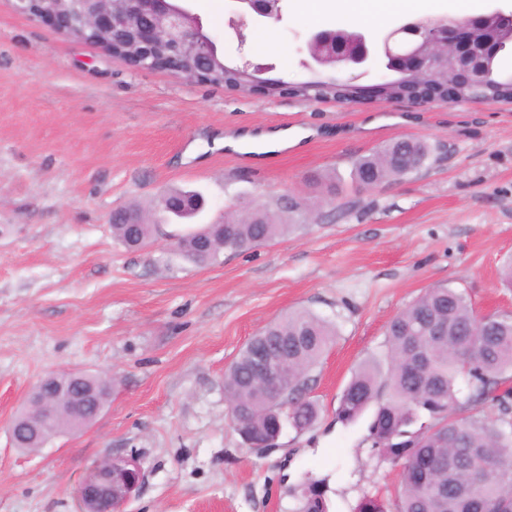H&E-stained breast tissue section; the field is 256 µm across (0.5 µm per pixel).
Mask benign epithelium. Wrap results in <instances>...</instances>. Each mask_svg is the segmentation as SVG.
I'll list each match as a JSON object with an SVG mask.
<instances>
[{
    "instance_id": "1",
    "label": "benign epithelium",
    "mask_w": 512,
    "mask_h": 512,
    "mask_svg": "<svg viewBox=\"0 0 512 512\" xmlns=\"http://www.w3.org/2000/svg\"><path fill=\"white\" fill-rule=\"evenodd\" d=\"M16 9L29 17L49 21L65 34L94 43L104 51L140 69H166L188 80L217 83L226 67L217 40L202 18L181 0H15ZM224 30L239 47L248 42L249 24L283 19V0H228ZM512 35V13L492 11L464 20L424 16L406 20L389 31L358 28L353 31L323 28L305 36L307 58L302 66L314 74L325 69L379 67L385 80L370 87L354 85L348 100L370 93L382 97L389 83L412 73L421 79L405 97L425 101L436 95L435 76L448 72L446 97L461 99L466 87L486 86L490 65ZM268 68L243 61L238 74L250 90L275 92L287 88L280 80L263 78ZM395 165L408 174L421 162L413 153L395 156ZM254 375L276 389L288 385V362L260 349ZM57 375L42 378L30 391V417L40 424L56 420L63 412H84L97 406L93 392L72 381L70 401L63 408L52 397L61 393ZM139 459L131 454L111 455L93 466L79 488L80 512H119L144 482Z\"/></svg>"
}]
</instances>
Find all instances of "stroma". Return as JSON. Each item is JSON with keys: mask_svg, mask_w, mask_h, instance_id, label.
<instances>
[{"mask_svg": "<svg viewBox=\"0 0 512 512\" xmlns=\"http://www.w3.org/2000/svg\"><path fill=\"white\" fill-rule=\"evenodd\" d=\"M227 60L308 81L306 34L356 28L333 0H284L276 50L239 54L224 16L189 0ZM288 129L291 152L240 158L225 137ZM402 138L429 154L403 178L365 189L354 162ZM202 194L196 221L297 194L304 231L213 263L184 261L161 239L131 252L113 209ZM512 259V102L408 98L310 101L138 69L0 0V512H79L82 477L101 458L135 453L145 481L121 512H293L304 473L325 479L328 512L394 492L400 469L335 422L354 370L380 358L392 317L427 288L468 293L476 311L512 312L499 270ZM334 322L313 371L320 409L274 449L247 450L226 415L224 370L286 312ZM108 372L105 410L36 453L8 425L32 388L61 371Z\"/></svg>", "mask_w": 512, "mask_h": 512, "instance_id": "obj_1", "label": "stroma"}]
</instances>
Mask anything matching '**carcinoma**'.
<instances>
[{
  "label": "carcinoma",
  "instance_id": "carcinoma-1",
  "mask_svg": "<svg viewBox=\"0 0 512 512\" xmlns=\"http://www.w3.org/2000/svg\"><path fill=\"white\" fill-rule=\"evenodd\" d=\"M494 76L483 90L493 100L512 98L504 88L507 71L492 67ZM350 85L317 81L315 88L300 86L296 95L308 98L321 93L341 99ZM409 144L394 141L364 156L354 165V179L372 171L377 183L399 178L389 157ZM173 196L191 199L194 206L173 213L179 219L195 216L198 195L179 190ZM302 217L304 208L294 206L273 210L256 205L243 218L224 216V234L205 224L180 236L183 245L173 254L184 261L204 265L226 250L246 251L276 241L301 228L283 220V214ZM147 211L136 205L112 211V237L128 249L148 247L160 235L157 224H132L130 219ZM431 322L448 326V335L434 339L426 335ZM337 335L336 325L307 309L289 312L264 327L254 340L288 357V387L279 393L254 377L253 356L245 347L224 378V401L242 442L258 444L290 426L309 428L317 419V404L307 398L312 372L320 364ZM384 357L387 369L368 361L355 371L343 389L336 408V422L345 427L359 422L367 411L372 415L366 441L380 458L401 466L395 498L388 504L377 495L364 496L356 512H512V390L500 389L504 375L512 373V316H491L477 321L468 295L449 285L425 290L397 313L386 330ZM83 377L98 387L105 407L112 392V380L99 372ZM468 392H463L460 380ZM497 402L495 418L459 420L458 408L486 400ZM97 419L87 409L82 415L55 422L40 436L24 426L18 436L27 440L22 447L35 452L51 438L67 431H80ZM417 442V447L405 444ZM294 512H328L325 480L304 475Z\"/></svg>",
  "mask_w": 512,
  "mask_h": 512
}]
</instances>
